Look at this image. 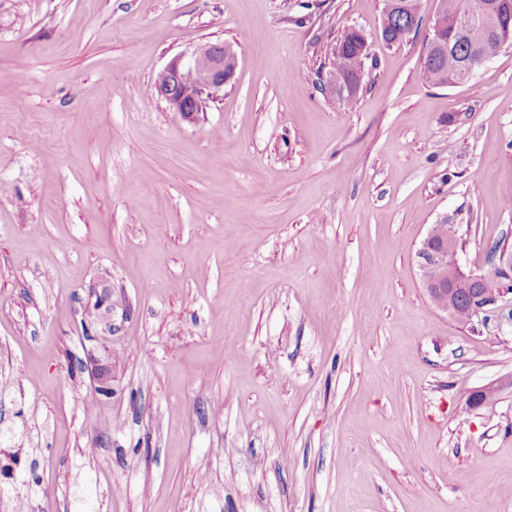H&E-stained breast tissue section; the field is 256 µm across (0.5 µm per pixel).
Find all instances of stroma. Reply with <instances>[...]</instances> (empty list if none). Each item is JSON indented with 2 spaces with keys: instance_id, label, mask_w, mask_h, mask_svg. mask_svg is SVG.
I'll return each mask as SVG.
<instances>
[{
  "instance_id": "stroma-1",
  "label": "stroma",
  "mask_w": 512,
  "mask_h": 512,
  "mask_svg": "<svg viewBox=\"0 0 512 512\" xmlns=\"http://www.w3.org/2000/svg\"><path fill=\"white\" fill-rule=\"evenodd\" d=\"M383 7L0 0V512H512V306L458 322L416 261L443 217L512 251V47L432 85ZM206 43L187 118L154 84ZM333 58L336 61V84L349 94L356 88L350 83L358 71H362L366 60L369 59L368 42L361 30L350 27L337 38ZM334 59L329 54V65ZM237 68L235 52L223 43H207L201 45L192 59L184 61L174 58L161 73L170 77L169 83H159L155 90L157 94L166 99L176 112L184 117H193L203 110L207 99L213 98L215 92L224 88L230 81ZM184 71L195 72L199 76L198 92L193 102L184 103L175 97L172 78L178 77ZM196 77L191 73H184L174 81L176 93L185 101H191L195 91Z\"/></svg>"
}]
</instances>
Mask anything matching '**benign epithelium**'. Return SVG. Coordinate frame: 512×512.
<instances>
[{
  "label": "benign epithelium",
  "mask_w": 512,
  "mask_h": 512,
  "mask_svg": "<svg viewBox=\"0 0 512 512\" xmlns=\"http://www.w3.org/2000/svg\"><path fill=\"white\" fill-rule=\"evenodd\" d=\"M236 68L237 58L232 48L222 43H207L197 49L192 59L185 61L180 57L175 58L162 70L171 78L184 71H192L199 76L198 92L193 102L185 103L175 97L171 82L160 83L155 90L175 111L191 118L203 110L206 100L233 78ZM460 249L455 225L450 224L448 237L439 247L431 244V235H426L416 252L417 263L427 294L438 309L447 313L450 302L465 297L470 302L471 317L474 318L486 313L487 307L497 304L512 291L484 287L483 276L464 270L459 257ZM434 267L441 270V278L437 280L430 277V270ZM93 309V322L107 332L112 331V305L107 303V297L98 296Z\"/></svg>",
  "instance_id": "obj_1"
}]
</instances>
